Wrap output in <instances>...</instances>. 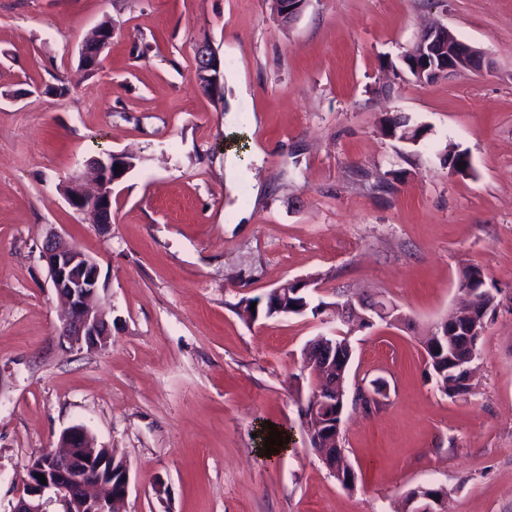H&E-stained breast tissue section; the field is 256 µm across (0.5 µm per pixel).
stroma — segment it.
Here are the masks:
<instances>
[{
  "mask_svg": "<svg viewBox=\"0 0 512 512\" xmlns=\"http://www.w3.org/2000/svg\"><path fill=\"white\" fill-rule=\"evenodd\" d=\"M107 19L92 73L79 46ZM432 22L491 69L415 82L401 57ZM204 41L218 97L196 82ZM400 113L418 143L383 134ZM105 151L134 166L98 225L62 189ZM53 232L100 265L105 346L59 340ZM468 266L500 306L453 396L423 342ZM306 277L329 304L376 293L412 321L351 337L350 387L388 389L346 409L350 490L299 414L301 351L334 311L243 308ZM268 421L290 438L271 457ZM72 426L127 462L122 512H397L419 487L444 488L446 512H512V0H309L289 26L272 0H0V512ZM196 56L198 83L204 84L211 94L218 95L223 88L224 65L208 43L199 44Z\"/></svg>",
  "mask_w": 512,
  "mask_h": 512,
  "instance_id": "stroma-1",
  "label": "stroma"
}]
</instances>
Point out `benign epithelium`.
Masks as SVG:
<instances>
[{"mask_svg": "<svg viewBox=\"0 0 512 512\" xmlns=\"http://www.w3.org/2000/svg\"><path fill=\"white\" fill-rule=\"evenodd\" d=\"M308 0H279L277 8L281 17L292 22L304 11ZM113 31L94 32L96 43H83L80 55L100 58L108 47ZM411 75L418 83H427L452 71L481 70L488 65L484 50L460 40L448 27L432 25L418 35L410 50ZM196 78L208 92L217 95L223 88L224 65L212 47L202 43L196 51ZM94 188L85 187L84 175L77 174L67 182L64 196L68 204L92 224H109L112 219V187L124 174L115 172V166L95 157L87 161ZM53 287L66 303L59 336L73 345L96 348L110 336L108 323L96 307L100 287V266L91 256L78 248L67 245L57 234L46 238L43 245ZM406 322L407 317L396 313L393 304L382 296H363L351 299L343 308L336 309V322L363 323L370 326L375 320L390 316ZM336 329L331 334H320L306 348V359L322 366L324 359L336 351ZM336 383L323 376L321 385L304 409L312 416L316 429L328 427L324 439H316L319 456L327 458L329 449L336 447V431L343 410L336 407ZM112 464V452L93 447L87 432L81 426L65 430L59 439V449L35 454L29 462L28 479L13 512H46L44 496L51 491L61 506L60 512H117L116 505L124 500L129 489V468L123 465L118 488L104 482L103 471ZM42 474L46 483L39 482ZM427 489L413 490L414 512H443V500L426 495Z\"/></svg>", "mask_w": 512, "mask_h": 512, "instance_id": "1", "label": "benign epithelium"}]
</instances>
